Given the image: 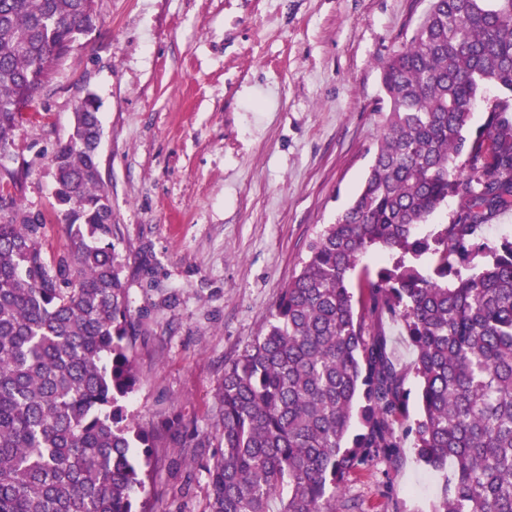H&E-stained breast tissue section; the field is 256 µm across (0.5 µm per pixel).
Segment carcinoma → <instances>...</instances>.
Segmentation results:
<instances>
[{
  "label": "carcinoma",
  "mask_w": 512,
  "mask_h": 512,
  "mask_svg": "<svg viewBox=\"0 0 512 512\" xmlns=\"http://www.w3.org/2000/svg\"><path fill=\"white\" fill-rule=\"evenodd\" d=\"M94 18L95 0H0V155ZM382 87L360 187L224 363L215 432L191 435L219 448L207 512H342L350 474L408 436L438 485L432 512H512V237L479 236L512 209V0H430ZM99 109L84 98L51 159L66 252L46 256L43 218L0 166V512H147L140 460L164 443L125 405L138 321L110 242ZM450 196L449 223L419 231ZM385 315L416 353L414 421Z\"/></svg>",
  "instance_id": "1"
}]
</instances>
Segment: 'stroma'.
I'll list each match as a JSON object with an SVG mask.
<instances>
[{"instance_id": "obj_1", "label": "stroma", "mask_w": 512, "mask_h": 512, "mask_svg": "<svg viewBox=\"0 0 512 512\" xmlns=\"http://www.w3.org/2000/svg\"><path fill=\"white\" fill-rule=\"evenodd\" d=\"M428 0H96L94 29L53 68L37 116L0 162L65 252L50 160L94 92L112 243L139 318L126 406L165 434L137 494L150 512H207L224 363L257 336L307 244L359 188L382 133V67ZM412 438L349 477L348 512H429Z\"/></svg>"}]
</instances>
